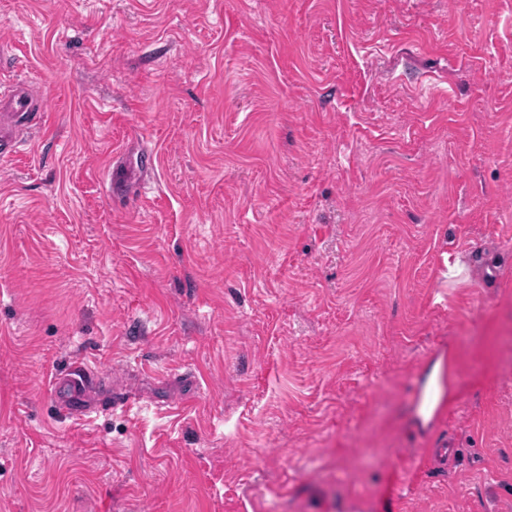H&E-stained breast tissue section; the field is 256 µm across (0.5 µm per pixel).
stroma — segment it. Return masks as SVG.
<instances>
[{
  "label": "stroma",
  "mask_w": 512,
  "mask_h": 512,
  "mask_svg": "<svg viewBox=\"0 0 512 512\" xmlns=\"http://www.w3.org/2000/svg\"><path fill=\"white\" fill-rule=\"evenodd\" d=\"M1 82L0 512H512V0H0ZM35 111V112H34ZM0 155L10 153L13 148V135L16 128L23 125L33 127L31 122L23 121L33 116L36 119L39 112L37 100L25 92L12 89L8 93L0 91ZM442 380V362L437 361L434 363L428 375L423 392L424 400L418 411L419 415L425 422L431 418L435 410L443 402L445 396V388ZM68 382L63 387V392L70 399L76 397L79 392L85 394L97 381V374L89 370L85 365H78L68 374Z\"/></svg>",
  "instance_id": "obj_1"
}]
</instances>
